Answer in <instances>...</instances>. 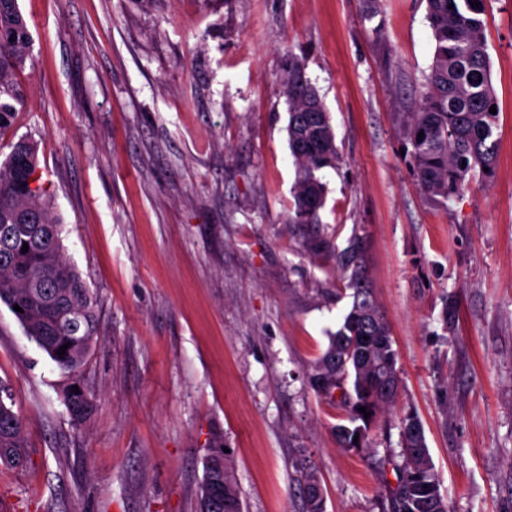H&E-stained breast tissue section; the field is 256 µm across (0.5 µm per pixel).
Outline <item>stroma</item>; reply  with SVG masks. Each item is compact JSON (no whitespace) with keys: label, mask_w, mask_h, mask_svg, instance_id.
<instances>
[{"label":"stroma","mask_w":512,"mask_h":512,"mask_svg":"<svg viewBox=\"0 0 512 512\" xmlns=\"http://www.w3.org/2000/svg\"><path fill=\"white\" fill-rule=\"evenodd\" d=\"M32 58L0 136L38 144L67 259L96 300L73 428L66 375L0 305V381L29 459L0 466L15 512H198L216 437L244 512H304L310 458L326 512H380L395 482L340 448V412L307 375L349 310V274L302 247L283 85L288 57L339 148L320 234L360 239L402 390L370 431L424 427L450 512H512V0L484 18L499 118L489 180L430 200L403 125L434 42L425 0H19Z\"/></svg>","instance_id":"stroma-1"}]
</instances>
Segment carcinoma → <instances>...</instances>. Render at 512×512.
Returning a JSON list of instances; mask_svg holds the SVG:
<instances>
[{"mask_svg":"<svg viewBox=\"0 0 512 512\" xmlns=\"http://www.w3.org/2000/svg\"><path fill=\"white\" fill-rule=\"evenodd\" d=\"M486 2L427 0L434 39L432 64L404 134L414 171L432 198L448 200L460 194L466 180L488 179L494 173L498 115L489 108L498 99L484 34ZM31 45L19 0H0V136L13 126L22 105L16 77L25 68ZM283 95L288 103V143L298 171L294 216L289 222L315 225L320 223L326 198V185L318 173L336 167L339 153L329 112L297 56L289 57ZM37 168V144L23 137L10 144V152L0 162V302L68 377L64 401L72 424L79 426L90 417L94 403L88 392L77 393L72 386L81 382L97 337L98 315L85 280L64 255L61 224L51 215L50 202L42 188L31 189L26 183V174ZM25 244L29 250L23 253ZM304 246L315 261L334 259L351 271L348 288L352 290L351 307L329 337L325 352L312 364L308 381L327 403L344 412L347 423L336 426L341 447L370 452V428L400 389L398 354L389 325L374 301L359 241L339 252L313 230ZM15 305L22 311L13 310ZM62 346L65 354L56 355ZM361 407L369 417L359 411ZM400 430L401 448L388 454L397 484L386 497L383 512H448L416 412L409 409L403 414ZM223 447V442H216L205 460L199 512H243L233 452L226 453ZM27 462L23 418L0 382V464L18 469ZM213 478L224 479V503L212 509L208 484ZM300 490L306 512H324L319 472L304 459Z\"/></svg>","mask_w":512,"mask_h":512,"instance_id":"carcinoma-1","label":"carcinoma"}]
</instances>
